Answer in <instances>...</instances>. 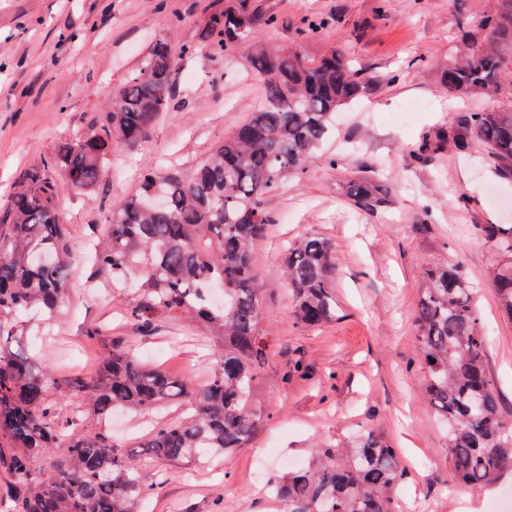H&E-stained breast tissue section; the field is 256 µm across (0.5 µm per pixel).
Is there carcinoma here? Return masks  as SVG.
Returning a JSON list of instances; mask_svg holds the SVG:
<instances>
[{
    "label": "carcinoma",
    "instance_id": "cac0c4a2",
    "mask_svg": "<svg viewBox=\"0 0 512 512\" xmlns=\"http://www.w3.org/2000/svg\"><path fill=\"white\" fill-rule=\"evenodd\" d=\"M260 21L268 27L280 23L276 16L258 19L248 0H235L210 19L201 39L211 50L227 52L242 45ZM329 25L310 21L299 36L308 40ZM476 27L485 41L468 42L449 58L442 83L461 94H496L512 75L502 52V46L512 47V0H502ZM176 62L166 43L155 42L112 108L85 134L25 170L9 203L0 206V468L10 476L5 492L11 503L5 512H134V504L154 491L107 431L77 433L73 418L54 399L61 378L14 353L11 345L26 333L23 315L56 318L70 286L72 246L68 225L59 220L58 195L65 188H96L117 143L140 140L168 111ZM247 63L265 83L264 106L191 173L145 176L136 193L113 206L109 231L90 260L110 287L134 289L125 314L140 329H151L161 318L191 320L224 343L202 382L175 378L127 346L112 349L95 375L70 387L78 403L99 418L115 408L147 415L176 398L189 402L190 416L150 432L147 447L172 462L237 448L250 432L251 384L267 347L252 273L253 245L270 223L261 201L305 168L336 112L373 84L336 49L308 58L260 47ZM472 135L497 171L512 173L511 110L467 113L448 130L425 137L418 154L450 146L465 152ZM150 194L163 197L167 206L144 213L141 200ZM349 196L363 208L379 203L367 176L353 182ZM482 231L501 256L491 276L499 306L512 320V226L486 224ZM283 266L297 321L315 327L338 319L328 241L299 239L288 247ZM215 284L224 286L221 305L209 295ZM415 323L425 390L448 422L455 475L482 485L511 473L512 423L500 412L487 371L492 340L482 330L462 262L429 271ZM51 451L57 455L51 472L35 471L34 459ZM407 478L396 449L368 436L344 450L319 449L316 463L272 481L271 491L285 512H393L391 494Z\"/></svg>",
    "mask_w": 512,
    "mask_h": 512
}]
</instances>
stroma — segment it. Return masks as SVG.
<instances>
[{
    "label": "stroma",
    "instance_id": "1",
    "mask_svg": "<svg viewBox=\"0 0 512 512\" xmlns=\"http://www.w3.org/2000/svg\"><path fill=\"white\" fill-rule=\"evenodd\" d=\"M385 2L384 16L375 13ZM232 0H0V203L21 172L52 157L66 139L87 130L111 106L156 40L180 61L170 108L139 142L118 143L107 176L84 194L62 191L57 208L69 225L75 254L104 235L113 204L141 177L168 167L191 169L265 103V87L246 73L242 53L211 52L200 43L210 15ZM257 25L249 43L303 47L317 57L346 51L376 86L336 119L303 173L267 195L271 219L252 251V270L269 347L252 383L254 427L239 448L209 463L170 462L146 447L149 426L125 411L102 420L58 400L80 430L109 428L156 493L143 512H280L254 480L259 456L269 475L281 459L307 466L319 448L358 434L388 440L409 478L396 512H512V475L484 487L457 483L448 464V427L430 404L416 364L415 309L430 269L462 262L477 286L476 305L492 338L487 369L512 421V320L489 279L499 257L483 224L512 225V176H495L481 147L445 151L422 161L415 150L438 129L469 112L512 107V85L493 96L448 91L440 67L460 43L462 17L478 19L501 0H250ZM333 18L319 36L300 41L302 19ZM195 52L183 56L184 47ZM381 202L354 205L349 183L373 169ZM315 235L334 248L332 281L339 320L308 327L292 315L283 271L289 243ZM125 291L102 288L91 265L77 263L63 315L49 334L40 320L13 343L14 352L62 372L95 368L114 344L168 371L203 378L212 366L209 338L184 320L162 319L147 332L124 316Z\"/></svg>",
    "mask_w": 512,
    "mask_h": 512
}]
</instances>
